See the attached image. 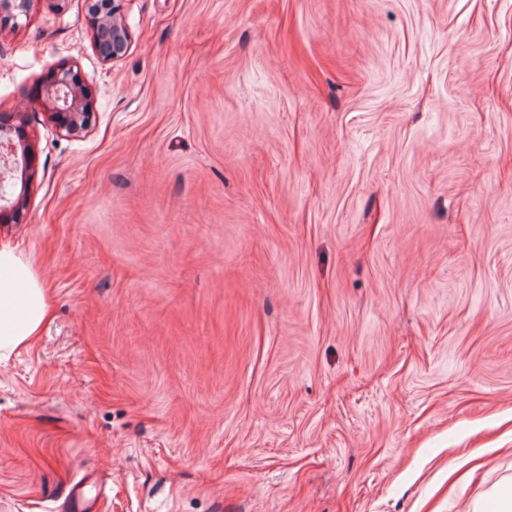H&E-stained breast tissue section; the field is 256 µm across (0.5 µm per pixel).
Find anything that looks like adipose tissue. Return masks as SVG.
<instances>
[{
  "instance_id": "adipose-tissue-1",
  "label": "adipose tissue",
  "mask_w": 512,
  "mask_h": 512,
  "mask_svg": "<svg viewBox=\"0 0 512 512\" xmlns=\"http://www.w3.org/2000/svg\"><path fill=\"white\" fill-rule=\"evenodd\" d=\"M48 314V293L28 257L0 242V360L35 343Z\"/></svg>"
}]
</instances>
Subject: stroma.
I'll return each mask as SVG.
<instances>
[{"label": "stroma", "mask_w": 512, "mask_h": 512, "mask_svg": "<svg viewBox=\"0 0 512 512\" xmlns=\"http://www.w3.org/2000/svg\"><path fill=\"white\" fill-rule=\"evenodd\" d=\"M0 16L50 290L0 362V512H481L512 485V0ZM93 100L60 131V66ZM126 0H112V11L109 14H98L92 19L95 31V46L106 62L120 60L127 52L130 33L124 18Z\"/></svg>", "instance_id": "stroma-1"}]
</instances>
